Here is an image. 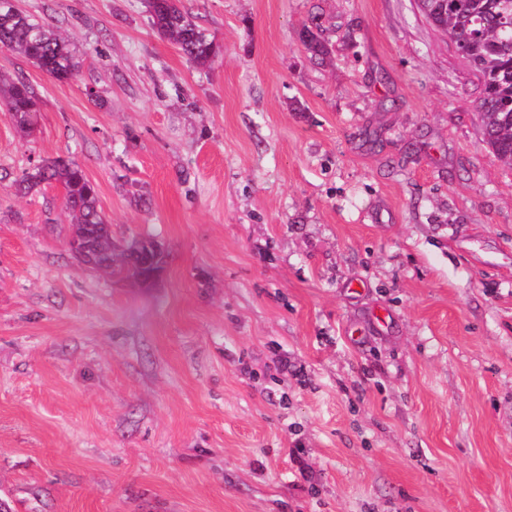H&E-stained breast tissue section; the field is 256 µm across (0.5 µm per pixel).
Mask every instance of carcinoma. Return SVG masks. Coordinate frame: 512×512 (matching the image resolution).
I'll use <instances>...</instances> for the list:
<instances>
[{
  "label": "carcinoma",
  "mask_w": 512,
  "mask_h": 512,
  "mask_svg": "<svg viewBox=\"0 0 512 512\" xmlns=\"http://www.w3.org/2000/svg\"><path fill=\"white\" fill-rule=\"evenodd\" d=\"M150 21L158 33L173 43L188 61L205 66L219 48L205 29L181 5V0H146ZM427 22L442 31L461 50V57L479 74L481 95L476 109L483 136L494 156L512 167V0H423ZM0 49L17 52L49 77L72 78L78 62L69 43L52 27L34 19L8 0H0ZM0 100L9 112L17 134L33 135L37 97L22 78L0 75ZM61 188L71 234L91 236L95 250L112 259V226L101 209L97 186L69 157H57L22 174L13 184L27 195L41 184ZM134 252L121 270L128 276H148L161 269L163 259L151 240H134Z\"/></svg>",
  "instance_id": "1"
}]
</instances>
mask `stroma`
I'll use <instances>...</instances> for the list:
<instances>
[{"label":"stroma","mask_w":512,"mask_h":512,"mask_svg":"<svg viewBox=\"0 0 512 512\" xmlns=\"http://www.w3.org/2000/svg\"><path fill=\"white\" fill-rule=\"evenodd\" d=\"M67 37L0 111V501L10 512H512V170L415 0H16ZM72 156L144 284L80 264ZM150 21L182 56L198 66L209 64L219 48L181 5V0H146ZM0 100L17 134L21 138L31 137L37 120V97L31 85L22 78L7 79L0 75ZM42 183L61 188L71 235L89 234L95 250L110 261L99 270L112 274V226L99 208L97 186L74 160L59 156L22 174L13 187L16 194L27 195ZM158 246L154 241L151 240H133L131 245L129 246V251H135L130 256L131 259L127 260L126 263L121 267V270L128 276H145V279L142 281L143 283L147 282L148 274L151 271L161 269V264H163L162 253L157 251ZM159 255L160 258L158 260L152 261L150 265L146 268H140L139 264L143 261H147L149 259L154 260L156 256Z\"/></svg>","instance_id":"1"}]
</instances>
